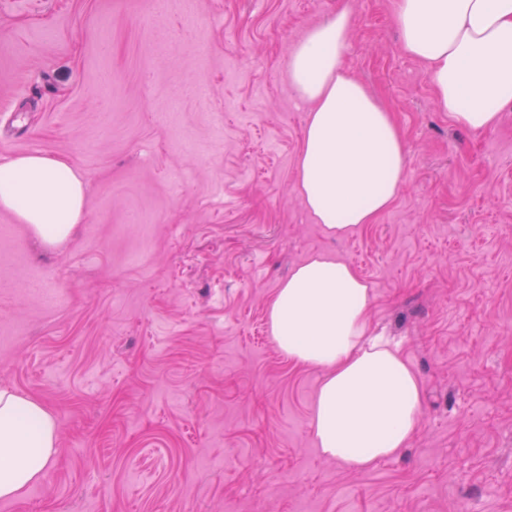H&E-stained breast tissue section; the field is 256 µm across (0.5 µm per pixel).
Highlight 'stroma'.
<instances>
[{
	"label": "stroma",
	"mask_w": 512,
	"mask_h": 512,
	"mask_svg": "<svg viewBox=\"0 0 512 512\" xmlns=\"http://www.w3.org/2000/svg\"><path fill=\"white\" fill-rule=\"evenodd\" d=\"M348 0H0V162L40 152L86 185L63 243L0 208V389L40 402L58 451L0 512H512V111H439L394 0L354 5L345 68L408 150L355 235L305 211L306 30ZM326 252L372 288L371 327L424 387L409 448L353 471L311 431L322 372L267 307Z\"/></svg>",
	"instance_id": "stroma-1"
}]
</instances>
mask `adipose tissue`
Instances as JSON below:
<instances>
[{
    "label": "adipose tissue",
    "instance_id": "obj_1",
    "mask_svg": "<svg viewBox=\"0 0 512 512\" xmlns=\"http://www.w3.org/2000/svg\"><path fill=\"white\" fill-rule=\"evenodd\" d=\"M403 51L427 67L449 120L495 128L512 108V0H395ZM353 9L308 29L288 57V78L308 105L297 160L299 194L315 223L343 238L374 223L397 198L408 151L389 112L343 66ZM85 182L63 160L28 153L0 163V208L43 242L82 220ZM371 289L348 263L310 255L268 307L270 332L294 362L321 369L310 429L321 453L363 470L408 447L423 383L398 345L368 333ZM58 443L37 401L0 390V498L43 474Z\"/></svg>",
    "mask_w": 512,
    "mask_h": 512
}]
</instances>
